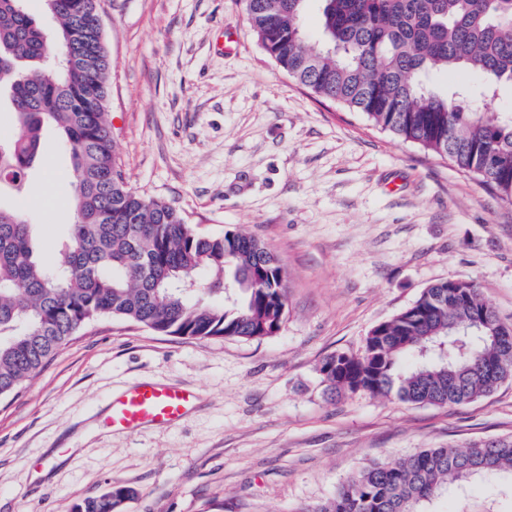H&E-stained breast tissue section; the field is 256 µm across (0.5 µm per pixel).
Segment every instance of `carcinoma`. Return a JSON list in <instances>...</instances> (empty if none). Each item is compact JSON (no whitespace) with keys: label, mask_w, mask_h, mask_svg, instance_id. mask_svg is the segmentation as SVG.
<instances>
[{"label":"carcinoma","mask_w":512,"mask_h":512,"mask_svg":"<svg viewBox=\"0 0 512 512\" xmlns=\"http://www.w3.org/2000/svg\"><path fill=\"white\" fill-rule=\"evenodd\" d=\"M83 1L92 2L41 0L57 23L50 35L24 0H0V75L9 76L13 122L0 139V195L30 193L48 127L65 144L74 184L73 221L49 262L35 256L27 212L0 204V397L99 318L251 340L275 334L285 316V271L263 243L231 230L202 235L172 204L128 186L105 112L112 60ZM307 2L245 0L251 30L288 76L512 201V113L473 112L468 87L441 92L425 81L432 71L480 72L488 90L512 84V0H319L315 49L302 26ZM499 329L512 333L478 288L444 280L375 325L361 353L327 356L321 372L336 392L461 405L512 379V340L491 339ZM483 473L512 475V439L373 461L297 512H426L448 483ZM134 495L117 487L72 512H122Z\"/></svg>","instance_id":"cac0c4a2"}]
</instances>
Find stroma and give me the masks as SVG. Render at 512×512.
I'll list each match as a JSON object with an SVG mask.
<instances>
[{
	"label": "stroma",
	"instance_id": "stroma-1",
	"mask_svg": "<svg viewBox=\"0 0 512 512\" xmlns=\"http://www.w3.org/2000/svg\"><path fill=\"white\" fill-rule=\"evenodd\" d=\"M106 112L129 187L197 232L238 230L287 276L273 336L192 339L104 317L0 398V512H71L133 489L123 512H291L372 461L512 438V379L458 406L336 394L328 355L441 279L474 283L512 325V202L446 157L319 99L271 59L243 0H103ZM69 158L47 132L27 206L49 260L72 220ZM141 382L194 389L178 424L101 425ZM433 512H512V476L449 487Z\"/></svg>",
	"mask_w": 512,
	"mask_h": 512
}]
</instances>
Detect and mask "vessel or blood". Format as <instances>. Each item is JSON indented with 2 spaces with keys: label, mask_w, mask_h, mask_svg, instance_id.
<instances>
[{
  "label": "vessel or blood",
  "mask_w": 512,
  "mask_h": 512,
  "mask_svg": "<svg viewBox=\"0 0 512 512\" xmlns=\"http://www.w3.org/2000/svg\"><path fill=\"white\" fill-rule=\"evenodd\" d=\"M192 390L174 385L140 383L113 397L102 420L112 430L134 432L146 426L171 425L194 407Z\"/></svg>",
  "instance_id": "b4317fda"
}]
</instances>
